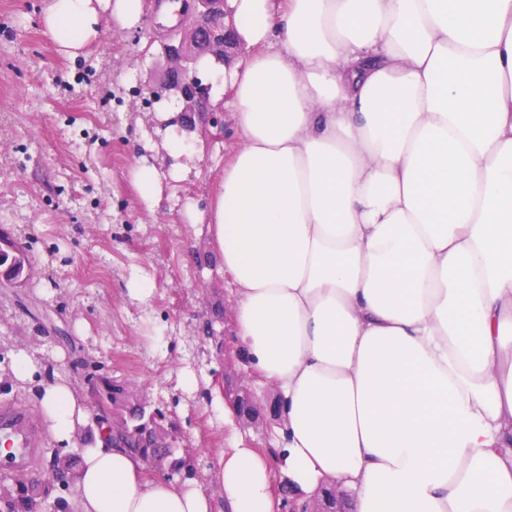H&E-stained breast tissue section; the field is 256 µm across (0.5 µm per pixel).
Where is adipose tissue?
Wrapping results in <instances>:
<instances>
[{
    "label": "adipose tissue",
    "mask_w": 512,
    "mask_h": 512,
    "mask_svg": "<svg viewBox=\"0 0 512 512\" xmlns=\"http://www.w3.org/2000/svg\"><path fill=\"white\" fill-rule=\"evenodd\" d=\"M246 49L219 72L243 145L189 223L206 225L251 368L280 392L293 487L354 512H512V0H226ZM143 0H45L68 58ZM173 176L200 174L204 138ZM52 442L80 447L76 512H280L241 444L214 476L148 474L89 428L66 379L35 380ZM90 429V428H89Z\"/></svg>",
    "instance_id": "obj_1"
}]
</instances>
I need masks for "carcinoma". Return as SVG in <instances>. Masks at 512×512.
<instances>
[{"instance_id": "cac0c4a2", "label": "carcinoma", "mask_w": 512, "mask_h": 512, "mask_svg": "<svg viewBox=\"0 0 512 512\" xmlns=\"http://www.w3.org/2000/svg\"><path fill=\"white\" fill-rule=\"evenodd\" d=\"M30 249L0 240V272L9 283L28 273ZM95 397L97 426L112 433V443L138 456L153 468L161 466L181 480L198 475L195 464L178 454L180 433L169 416V406L145 400L127 381L101 372L99 365L82 360ZM79 452L53 449L46 452L40 476L0 480V512H38L51 506L54 512H70L59 491L76 481Z\"/></svg>"}]
</instances>
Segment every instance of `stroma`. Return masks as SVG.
Listing matches in <instances>:
<instances>
[{
  "label": "stroma",
  "instance_id": "1",
  "mask_svg": "<svg viewBox=\"0 0 512 512\" xmlns=\"http://www.w3.org/2000/svg\"><path fill=\"white\" fill-rule=\"evenodd\" d=\"M42 0H0V227L33 246L29 277L0 286V355L23 349L42 377L63 376L90 393L78 361H99L141 385L151 400L179 396L183 441L201 472H214L239 431L198 394L222 361L196 337L201 289L229 294V278L204 257L213 249L204 225L181 211L203 203L237 150L233 128L215 141L201 176L164 181L153 208L130 182L127 139L143 134L164 99L143 109L133 87L153 69L164 33L148 9L140 28L103 30L83 55L61 56L40 23ZM155 281L132 300V274ZM192 372L198 388L181 382Z\"/></svg>",
  "mask_w": 512,
  "mask_h": 512
}]
</instances>
